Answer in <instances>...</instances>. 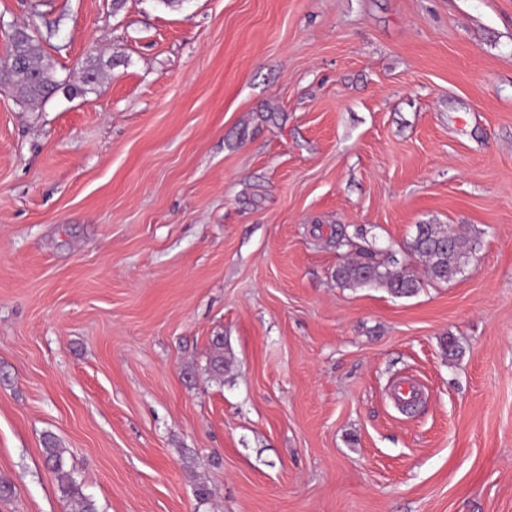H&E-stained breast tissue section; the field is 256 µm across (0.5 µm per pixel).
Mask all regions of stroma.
<instances>
[{"label": "stroma", "mask_w": 512, "mask_h": 512, "mask_svg": "<svg viewBox=\"0 0 512 512\" xmlns=\"http://www.w3.org/2000/svg\"><path fill=\"white\" fill-rule=\"evenodd\" d=\"M419 224L462 275L336 284ZM49 436L98 512H512V0H0V512ZM6 68L12 87L28 103L43 101L59 90L69 96L94 92L103 74L102 64L93 60L84 69L81 85L70 83L67 78L60 79L54 64L42 54L38 40L26 30H17L13 34L12 52ZM478 241L449 232L445 224L416 225L407 249L423 263L427 276L436 283L453 280L477 249Z\"/></svg>", "instance_id": "1"}]
</instances>
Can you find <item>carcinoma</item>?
I'll return each instance as SVG.
<instances>
[{
    "label": "carcinoma",
    "instance_id": "carcinoma-1",
    "mask_svg": "<svg viewBox=\"0 0 512 512\" xmlns=\"http://www.w3.org/2000/svg\"><path fill=\"white\" fill-rule=\"evenodd\" d=\"M12 87L30 102L43 101L61 90L69 96L84 95L96 90L102 79V64L93 60L83 72L81 83L73 84L58 77L52 62L41 52L35 36L25 30L13 34L12 52L7 63ZM478 241L458 233L449 232L446 224H418L408 249L423 263L427 276L436 283L453 280L477 249ZM336 284L341 287H380L397 297H412L421 287L411 265H400L395 260L377 258L366 252L357 261L336 267ZM211 376L220 380L224 376V352L221 337L213 341L209 358ZM43 453L47 464L59 479V489L67 505V512H97L95 502L86 496L80 485L66 469L64 449L53 437L45 440Z\"/></svg>",
    "mask_w": 512,
    "mask_h": 512
}]
</instances>
